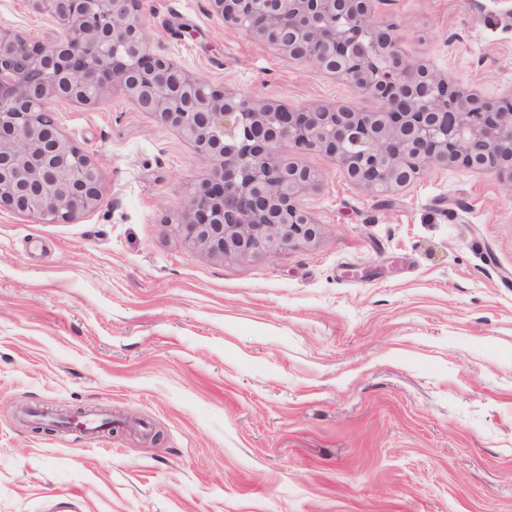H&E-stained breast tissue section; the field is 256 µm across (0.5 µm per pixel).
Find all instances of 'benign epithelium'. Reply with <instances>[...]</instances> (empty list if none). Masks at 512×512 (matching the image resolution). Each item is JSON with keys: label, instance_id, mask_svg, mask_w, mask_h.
<instances>
[{"label": "benign epithelium", "instance_id": "benign-epithelium-1", "mask_svg": "<svg viewBox=\"0 0 512 512\" xmlns=\"http://www.w3.org/2000/svg\"><path fill=\"white\" fill-rule=\"evenodd\" d=\"M228 28L257 38L382 102L378 112L291 108L214 86L152 50L140 0H29L58 27L47 45L0 28V208L66 224L94 211L106 182L45 115L62 102L102 106L120 94L189 143L208 177L178 219L192 248L224 259L273 257L312 242L303 195L320 174L280 155L329 157L346 179L393 195L429 166L493 173L512 192V94L485 98L412 61L373 0H209Z\"/></svg>", "mask_w": 512, "mask_h": 512}]
</instances>
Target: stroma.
<instances>
[{
    "label": "stroma",
    "instance_id": "stroma-1",
    "mask_svg": "<svg viewBox=\"0 0 512 512\" xmlns=\"http://www.w3.org/2000/svg\"><path fill=\"white\" fill-rule=\"evenodd\" d=\"M449 82L512 92V0H382ZM154 51L301 107L378 100L280 58L208 0H142ZM0 27L51 41L27 0ZM107 192L69 224L0 210V512H512V199L432 166L376 198L324 155L319 236L219 260L175 222L207 171L116 95L62 103ZM105 410L124 432L32 431L19 410Z\"/></svg>",
    "mask_w": 512,
    "mask_h": 512
}]
</instances>
